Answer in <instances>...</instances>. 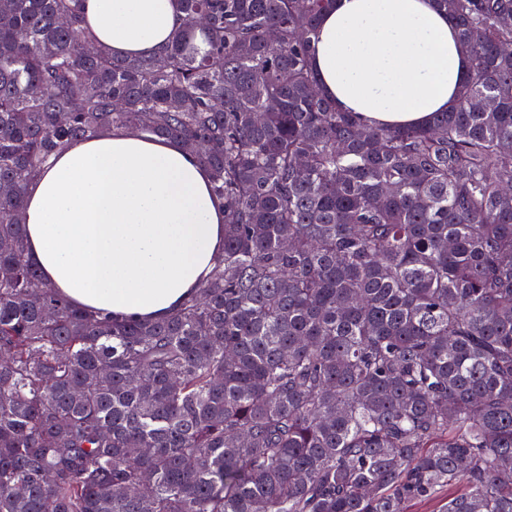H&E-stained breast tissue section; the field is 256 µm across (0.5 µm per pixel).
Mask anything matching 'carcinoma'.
Here are the masks:
<instances>
[{
	"label": "carcinoma",
	"instance_id": "carcinoma-1",
	"mask_svg": "<svg viewBox=\"0 0 512 512\" xmlns=\"http://www.w3.org/2000/svg\"><path fill=\"white\" fill-rule=\"evenodd\" d=\"M76 2L0 0V512H512V0H435L470 72L397 128L319 92L332 0H179L133 59L82 54ZM118 127L224 205L214 274L150 323L26 253L39 168Z\"/></svg>",
	"mask_w": 512,
	"mask_h": 512
}]
</instances>
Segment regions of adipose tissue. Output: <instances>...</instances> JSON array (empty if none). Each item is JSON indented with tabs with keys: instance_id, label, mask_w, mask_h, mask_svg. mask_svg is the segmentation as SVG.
I'll use <instances>...</instances> for the list:
<instances>
[{
	"instance_id": "adipose-tissue-1",
	"label": "adipose tissue",
	"mask_w": 512,
	"mask_h": 512,
	"mask_svg": "<svg viewBox=\"0 0 512 512\" xmlns=\"http://www.w3.org/2000/svg\"><path fill=\"white\" fill-rule=\"evenodd\" d=\"M95 46L152 56L182 26L178 0H81ZM313 63L322 93L368 127L427 124L456 101L469 59L434 0H334ZM30 260L69 302L116 320L176 310L213 271L223 206L181 142L109 129L49 160L29 184Z\"/></svg>"
}]
</instances>
